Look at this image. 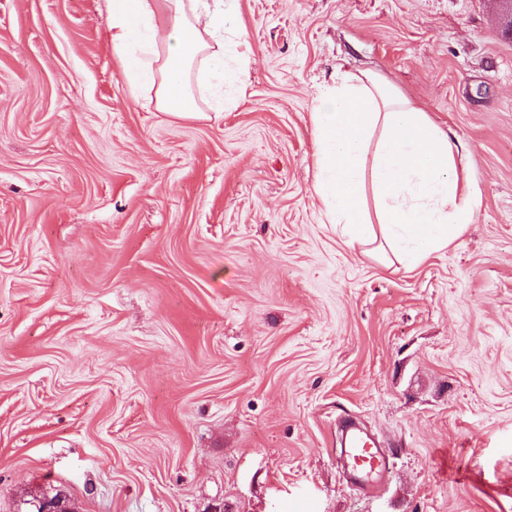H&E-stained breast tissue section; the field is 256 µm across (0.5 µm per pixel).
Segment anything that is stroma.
<instances>
[{
    "label": "stroma",
    "mask_w": 512,
    "mask_h": 512,
    "mask_svg": "<svg viewBox=\"0 0 512 512\" xmlns=\"http://www.w3.org/2000/svg\"><path fill=\"white\" fill-rule=\"evenodd\" d=\"M240 90L159 112L104 0H0V512H512V35L500 0H233ZM370 72L462 144L471 224L406 268L313 190ZM390 460L347 484L337 425Z\"/></svg>",
    "instance_id": "obj_1"
}]
</instances>
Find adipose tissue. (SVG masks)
Returning a JSON list of instances; mask_svg holds the SVG:
<instances>
[{
  "label": "adipose tissue",
  "instance_id": "ef3b65f1",
  "mask_svg": "<svg viewBox=\"0 0 512 512\" xmlns=\"http://www.w3.org/2000/svg\"><path fill=\"white\" fill-rule=\"evenodd\" d=\"M106 2L127 83L134 91L155 88L158 111L197 114L189 75L201 55L209 57L213 87L238 81L208 45L224 35V0ZM162 4L169 21L161 26ZM313 134L314 192L349 248L380 236L399 263L412 264L448 248L471 223L475 194L458 172L459 140L375 75L345 74L322 86Z\"/></svg>",
  "mask_w": 512,
  "mask_h": 512
}]
</instances>
